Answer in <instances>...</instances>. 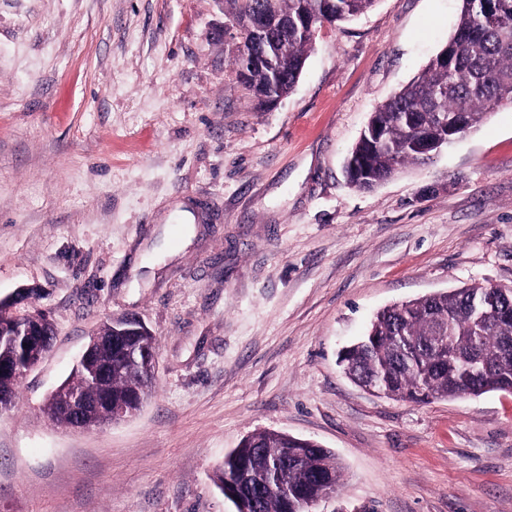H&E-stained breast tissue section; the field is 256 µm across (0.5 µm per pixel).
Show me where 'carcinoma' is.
I'll return each mask as SVG.
<instances>
[{"label": "carcinoma", "mask_w": 512, "mask_h": 512, "mask_svg": "<svg viewBox=\"0 0 512 512\" xmlns=\"http://www.w3.org/2000/svg\"><path fill=\"white\" fill-rule=\"evenodd\" d=\"M325 2L280 0L276 25L263 45L241 36L244 50L261 49L282 67L274 85L267 69L258 66L237 76L259 106L267 107L271 99L281 100L293 90L318 28L357 17L376 0H333L330 6ZM460 2L457 27L445 47L372 113L386 147H376L370 137L359 138L350 158H359L374 181L352 178L355 187L369 189L409 165L427 163L411 146L414 129L435 137L439 130L433 120L444 116L450 123L463 118L473 130L494 106L512 101V0ZM306 18L314 19L310 29L304 25ZM483 295L484 288L475 284L384 308L366 333L346 348L344 373L359 384L375 380L382 395L417 403L512 390V348L506 345L512 339V319L477 323L471 304ZM438 341L447 342L458 357L431 358L429 349ZM103 354L112 358L106 387L113 395L137 390L146 399L151 396L153 370L128 361L117 345ZM24 361L25 355L11 343H0V363L15 367L14 392L25 372ZM74 390L84 391L89 399L97 395L81 367L46 404L53 423L69 424L60 404ZM212 479L221 490L245 480L247 493L234 503L236 512H304L306 497L341 486V465L329 450L309 440L262 431L226 454Z\"/></svg>", "instance_id": "1"}]
</instances>
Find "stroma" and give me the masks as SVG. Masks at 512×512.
I'll list each match as a JSON object with an SVG mask.
<instances>
[{"mask_svg": "<svg viewBox=\"0 0 512 512\" xmlns=\"http://www.w3.org/2000/svg\"><path fill=\"white\" fill-rule=\"evenodd\" d=\"M459 10L321 28L265 109L231 73L229 0H0V297L38 286L56 328L0 414V512H234L213 472L269 430L341 463L315 512H512V394L393 400L337 363L384 307L512 287V103L373 190L345 173ZM125 315L158 338L149 401L54 426L49 395Z\"/></svg>", "mask_w": 512, "mask_h": 512, "instance_id": "1", "label": "stroma"}]
</instances>
